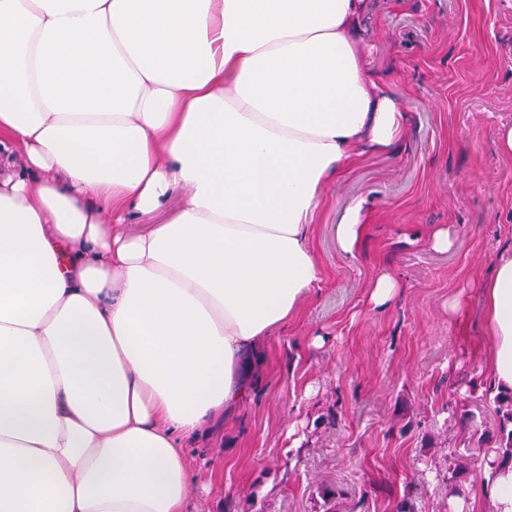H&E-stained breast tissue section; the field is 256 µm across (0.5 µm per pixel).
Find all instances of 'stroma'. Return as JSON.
Wrapping results in <instances>:
<instances>
[{"label":"stroma","mask_w":512,"mask_h":512,"mask_svg":"<svg viewBox=\"0 0 512 512\" xmlns=\"http://www.w3.org/2000/svg\"><path fill=\"white\" fill-rule=\"evenodd\" d=\"M362 42L407 135L324 189L309 230L322 279L263 345L252 395L188 448V512H325V487L336 512H458L482 496L483 452L458 417L494 416L481 285L512 250V155L497 150L512 126V0H370ZM358 195L372 215L348 255L336 226ZM437 226L448 251L426 242ZM384 271L401 288L375 307ZM467 447L463 503L421 471L447 473Z\"/></svg>","instance_id":"stroma-1"}]
</instances>
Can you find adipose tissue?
Instances as JSON below:
<instances>
[{"label": "adipose tissue", "mask_w": 512, "mask_h": 512, "mask_svg": "<svg viewBox=\"0 0 512 512\" xmlns=\"http://www.w3.org/2000/svg\"><path fill=\"white\" fill-rule=\"evenodd\" d=\"M365 10L0 0V512H187L185 445L322 276L323 188L407 132L363 64ZM369 219L347 207L345 253ZM482 298L510 391L512 253Z\"/></svg>", "instance_id": "adipose-tissue-1"}]
</instances>
